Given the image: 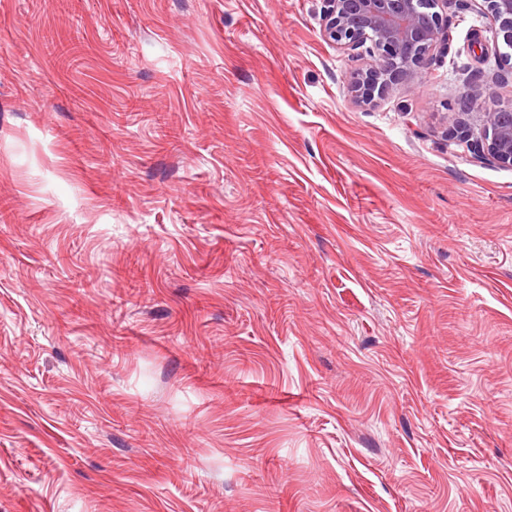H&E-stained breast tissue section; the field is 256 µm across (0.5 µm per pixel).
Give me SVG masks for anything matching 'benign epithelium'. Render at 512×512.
Instances as JSON below:
<instances>
[{"mask_svg": "<svg viewBox=\"0 0 512 512\" xmlns=\"http://www.w3.org/2000/svg\"><path fill=\"white\" fill-rule=\"evenodd\" d=\"M447 0H323L324 38L351 56L371 57L367 67L348 79L351 101L374 105L389 96L416 88L437 55L448 52V17L439 10ZM494 28L491 48L483 55L512 50V0H484ZM460 116L452 127L474 155L512 167V103L482 113L474 132L462 115L473 106L472 91L459 98Z\"/></svg>", "mask_w": 512, "mask_h": 512, "instance_id": "7a95c632", "label": "benign epithelium"}]
</instances>
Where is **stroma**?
<instances>
[{"label":"stroma","instance_id":"obj_1","mask_svg":"<svg viewBox=\"0 0 512 512\" xmlns=\"http://www.w3.org/2000/svg\"><path fill=\"white\" fill-rule=\"evenodd\" d=\"M467 3L363 110L322 0H0V512H512V168L447 132L512 60Z\"/></svg>","mask_w":512,"mask_h":512}]
</instances>
